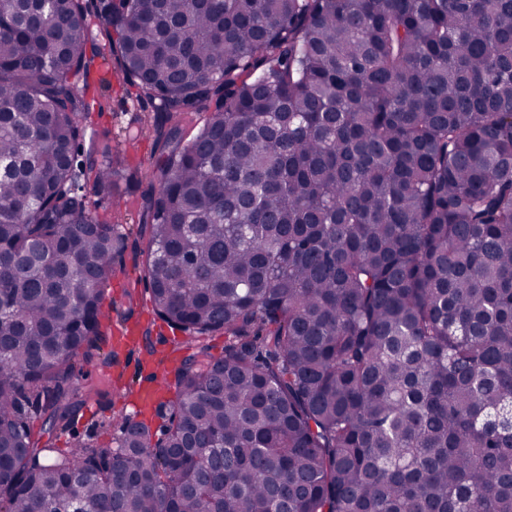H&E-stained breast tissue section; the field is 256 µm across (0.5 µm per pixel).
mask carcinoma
<instances>
[{
    "label": "carcinoma",
    "instance_id": "obj_1",
    "mask_svg": "<svg viewBox=\"0 0 512 512\" xmlns=\"http://www.w3.org/2000/svg\"><path fill=\"white\" fill-rule=\"evenodd\" d=\"M96 18L152 108L144 277L186 355L153 447L123 414L53 455L121 170L86 139L82 0H0V512H512V0Z\"/></svg>",
    "mask_w": 512,
    "mask_h": 512
}]
</instances>
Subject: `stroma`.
Returning <instances> with one entry per match:
<instances>
[{
    "mask_svg": "<svg viewBox=\"0 0 512 512\" xmlns=\"http://www.w3.org/2000/svg\"><path fill=\"white\" fill-rule=\"evenodd\" d=\"M117 62L109 58L96 64L90 79L88 98L94 104L88 128L98 146L111 147L123 156L138 175H148L159 157L152 129V114L136 100L134 87L118 80ZM92 208L97 215L123 225L129 237L124 267L116 271L105 294L102 310V342L92 362L84 364L77 380L80 388L101 390L99 399L90 401L75 415L71 431L56 441L59 450L67 451L76 442L105 445L115 431L113 416L118 412L133 413V390L143 376L140 363L150 352L169 353L180 331L171 329L153 312L142 272L144 258L140 247L148 237L147 212L141 189L125 191L120 206H112L109 198L96 196ZM125 325L139 326L148 337L135 347L120 350L113 347V336Z\"/></svg>",
    "mask_w": 512,
    "mask_h": 512,
    "instance_id": "1",
    "label": "stroma"
}]
</instances>
